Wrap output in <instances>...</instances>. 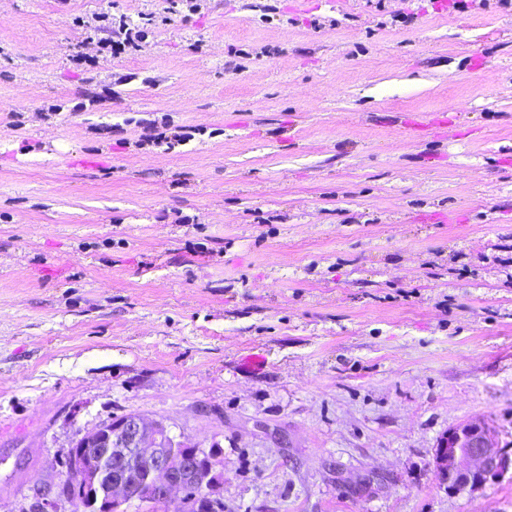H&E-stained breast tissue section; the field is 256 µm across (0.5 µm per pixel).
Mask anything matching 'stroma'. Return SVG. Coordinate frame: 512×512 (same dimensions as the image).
<instances>
[{
  "mask_svg": "<svg viewBox=\"0 0 512 512\" xmlns=\"http://www.w3.org/2000/svg\"><path fill=\"white\" fill-rule=\"evenodd\" d=\"M169 6L0 0V512L129 413L215 448L224 512H512L436 464L512 448V0ZM73 22L86 35L85 39L93 40V34L101 50H107L113 58L126 50L138 49L148 35L147 23L131 24L122 19L112 22L105 14H93L91 21L78 17ZM437 460L449 490L480 487L508 473L512 479V451L499 445L495 431L483 420L450 430Z\"/></svg>",
  "mask_w": 512,
  "mask_h": 512,
  "instance_id": "stroma-1",
  "label": "stroma"
}]
</instances>
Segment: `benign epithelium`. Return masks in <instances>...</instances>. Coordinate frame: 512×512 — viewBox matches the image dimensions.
I'll return each mask as SVG.
<instances>
[{
	"instance_id": "obj_1",
	"label": "benign epithelium",
	"mask_w": 512,
	"mask_h": 512,
	"mask_svg": "<svg viewBox=\"0 0 512 512\" xmlns=\"http://www.w3.org/2000/svg\"><path fill=\"white\" fill-rule=\"evenodd\" d=\"M192 449H183L184 445ZM75 448H93L72 454L69 476L54 486L40 488L23 512H60L65 485L80 483L92 490L95 512H114L123 502L137 500L149 506H173L180 512H221L224 501L214 493L221 473L212 453L171 434L159 422L127 414L115 423L101 422L73 442ZM440 471L448 489L480 487L512 474V451L499 445L495 431L483 420L467 422L448 432L438 448ZM202 483L204 500L186 498L185 485Z\"/></svg>"
}]
</instances>
